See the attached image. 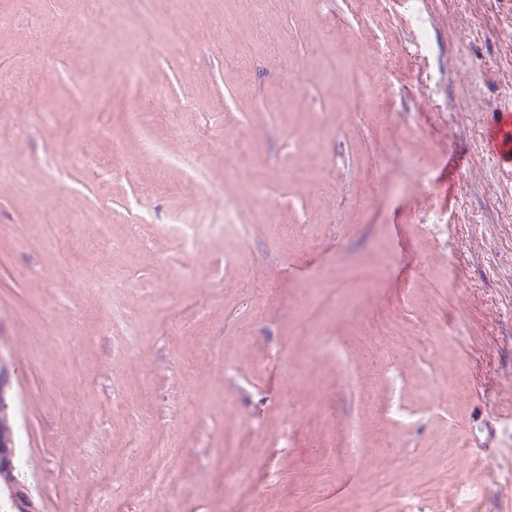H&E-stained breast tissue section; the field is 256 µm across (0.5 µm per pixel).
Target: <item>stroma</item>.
I'll return each instance as SVG.
<instances>
[{"label": "stroma", "mask_w": 512, "mask_h": 512, "mask_svg": "<svg viewBox=\"0 0 512 512\" xmlns=\"http://www.w3.org/2000/svg\"><path fill=\"white\" fill-rule=\"evenodd\" d=\"M0 11L13 17L0 28V79L41 77L32 98L0 97V108L35 112L20 135L0 131L12 169L0 181V360L38 512H85L113 480L125 512H224V433L249 440L253 415L272 433L291 424L267 493L292 512H342L390 437L426 512H451L441 490L463 475L487 490L470 512H512V191L481 139L485 113L512 96V0H123L109 18L116 43L81 37L97 22L85 0H0ZM220 16L236 34L212 28ZM258 17L278 50L253 40L239 53ZM173 19L200 41L145 60L151 90L139 93L129 55L166 43ZM138 95L150 120L131 131L124 113ZM178 98L196 109L168 115ZM116 136L127 141L119 159ZM450 161L449 195L432 193L427 175ZM88 210L96 224L76 223ZM190 214L233 230L208 240L186 280L187 256L163 225ZM100 223L124 249L99 246ZM46 224L57 247L42 240ZM421 224L434 225L430 238ZM60 247L97 290L68 282ZM360 262L374 273L361 321L323 316L344 358L311 354L299 339L306 302ZM389 329L415 340L392 361L370 341ZM240 336L254 338L252 353ZM308 359L306 407L287 373ZM437 381L441 408L425 396ZM123 400L130 412L114 411ZM394 400L411 426L389 423ZM144 418L179 450L161 476L143 464ZM147 484L157 497L142 496Z\"/></svg>", "instance_id": "obj_1"}]
</instances>
